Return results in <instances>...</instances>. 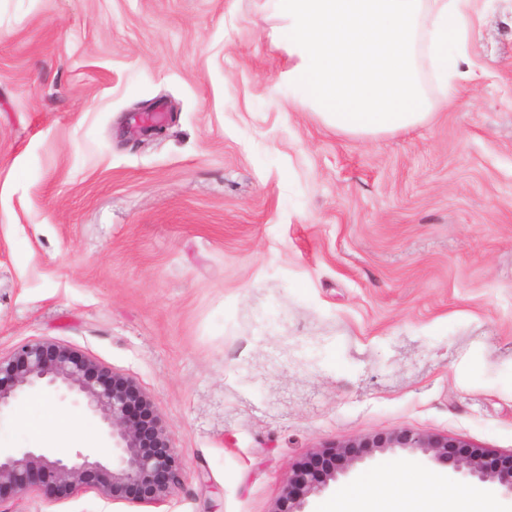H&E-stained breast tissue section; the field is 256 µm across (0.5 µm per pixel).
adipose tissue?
<instances>
[{
  "label": "adipose tissue",
  "instance_id": "ef3b65f1",
  "mask_svg": "<svg viewBox=\"0 0 512 512\" xmlns=\"http://www.w3.org/2000/svg\"><path fill=\"white\" fill-rule=\"evenodd\" d=\"M283 19L276 38L288 49V96L306 102L336 131L378 136L416 127L431 116L421 70L428 58L445 99H454L472 74L463 54L471 0H277ZM40 408L41 421L31 419ZM17 421L34 435L56 424L61 442L81 437L78 421L43 399L22 407ZM447 512H494L486 495L459 502L443 477L390 465L328 503L325 512H379L392 487Z\"/></svg>",
  "mask_w": 512,
  "mask_h": 512
}]
</instances>
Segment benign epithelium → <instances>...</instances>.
I'll return each mask as SVG.
<instances>
[{"instance_id":"obj_1","label":"benign epithelium","mask_w":512,"mask_h":512,"mask_svg":"<svg viewBox=\"0 0 512 512\" xmlns=\"http://www.w3.org/2000/svg\"><path fill=\"white\" fill-rule=\"evenodd\" d=\"M47 391L97 416L107 427L108 453L89 448L73 459L46 448H0V503L28 494L58 501L93 492L102 499L165 506L183 473L160 415L136 382L59 342H26L0 355V414L23 395ZM390 448L420 450L448 465L450 479L494 483L512 497V453L501 454L459 438L403 428L311 454L287 477L274 512H306L363 457Z\"/></svg>"}]
</instances>
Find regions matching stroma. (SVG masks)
<instances>
[{
    "mask_svg": "<svg viewBox=\"0 0 512 512\" xmlns=\"http://www.w3.org/2000/svg\"><path fill=\"white\" fill-rule=\"evenodd\" d=\"M472 9L460 95L365 138L289 101L272 0H0V353L133 378L183 467L166 512H272L311 451L401 428L512 450V0ZM55 437L0 417V448L84 447ZM390 463L448 472L396 448L349 485Z\"/></svg>",
    "mask_w": 512,
    "mask_h": 512,
    "instance_id": "obj_1",
    "label": "stroma"
}]
</instances>
